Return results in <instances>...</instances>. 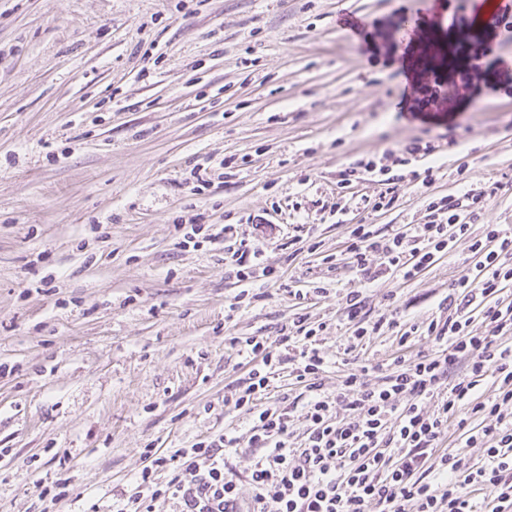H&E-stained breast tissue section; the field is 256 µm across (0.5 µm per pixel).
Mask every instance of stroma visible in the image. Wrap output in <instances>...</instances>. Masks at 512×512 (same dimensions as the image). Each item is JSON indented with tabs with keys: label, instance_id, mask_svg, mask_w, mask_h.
<instances>
[{
	"label": "stroma",
	"instance_id": "1",
	"mask_svg": "<svg viewBox=\"0 0 512 512\" xmlns=\"http://www.w3.org/2000/svg\"><path fill=\"white\" fill-rule=\"evenodd\" d=\"M422 2L0 0V512H112L146 449L227 430L245 472L251 417L224 397L250 367L230 338L277 336L298 313L327 322L331 394L361 360H387L395 330L352 348L355 276L322 262L342 255L348 225L402 232L426 222L429 198L493 184L473 230L512 231V73L437 112L408 101L400 63L346 37L343 19L383 34ZM427 133L438 149L412 162L394 209L372 210L367 177L330 213L340 169ZM197 164L210 183L194 195ZM194 215L233 232L180 247ZM257 216L275 226L261 260L281 279L255 300L224 248ZM473 263L461 242L411 281L384 277L365 292L370 319L392 303L426 325ZM295 281L324 292L299 300Z\"/></svg>",
	"mask_w": 512,
	"mask_h": 512
}]
</instances>
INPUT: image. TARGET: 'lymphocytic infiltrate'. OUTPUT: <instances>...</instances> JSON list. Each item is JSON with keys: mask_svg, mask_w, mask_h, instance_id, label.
Here are the masks:
<instances>
[{"mask_svg": "<svg viewBox=\"0 0 512 512\" xmlns=\"http://www.w3.org/2000/svg\"><path fill=\"white\" fill-rule=\"evenodd\" d=\"M433 150L417 138L379 159L355 160L339 171L337 186L345 190L362 175L374 176L380 191L373 209H392L401 168ZM482 199L471 192L432 199L428 221L410 234L350 225L346 265L359 285L345 297V324L360 343L385 326L397 329L399 339L387 362L358 365L336 394L322 389L328 361L320 343L327 323L301 314L275 338H231L251 363L250 383L231 403L252 416L246 471L252 512H512V299L506 295L512 289V233L489 224L481 235L472 234ZM460 242L476 263L439 302V317L423 326L395 314L367 319L365 288L388 275L411 280ZM260 256L244 236L228 245L224 260L244 284L278 281L277 269L262 265ZM478 317L492 326V335L473 333ZM417 334L432 343L431 352L412 351L409 339ZM461 359L467 376L451 378ZM276 368L307 392L306 436L296 447L287 407L261 403ZM372 371L380 375L373 385L367 381ZM488 376L494 386L489 397L478 390ZM430 401L436 404L431 411ZM452 424L458 432L453 440L447 437ZM238 442L227 432L166 455L146 453L116 512H156L160 502L171 512H235L242 498L226 453ZM474 446L485 450L482 464L465 463L460 454Z\"/></svg>", "mask_w": 512, "mask_h": 512, "instance_id": "1", "label": "lymphocytic infiltrate"}]
</instances>
